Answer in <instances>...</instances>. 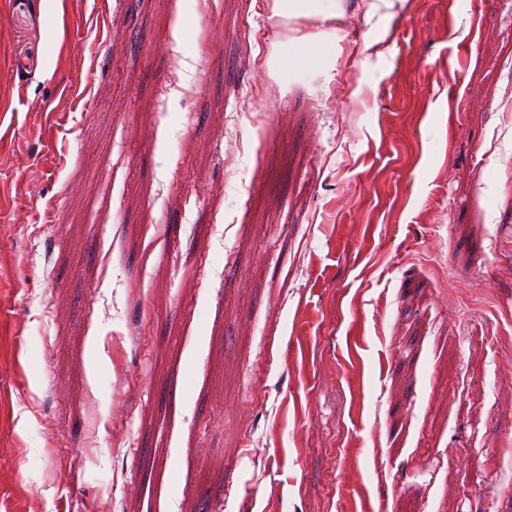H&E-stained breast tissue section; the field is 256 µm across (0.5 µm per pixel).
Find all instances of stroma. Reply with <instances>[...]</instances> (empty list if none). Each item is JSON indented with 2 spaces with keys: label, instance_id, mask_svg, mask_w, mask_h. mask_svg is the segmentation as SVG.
I'll use <instances>...</instances> for the list:
<instances>
[{
  "label": "stroma",
  "instance_id": "stroma-1",
  "mask_svg": "<svg viewBox=\"0 0 512 512\" xmlns=\"http://www.w3.org/2000/svg\"><path fill=\"white\" fill-rule=\"evenodd\" d=\"M273 2L0 0V512H512V0ZM274 13L284 18L314 15L319 10L318 0H274ZM301 50L286 54L278 62L279 68L287 72L298 66L318 65L331 56L336 55V41H331L317 34L305 35L301 38Z\"/></svg>",
  "mask_w": 512,
  "mask_h": 512
}]
</instances>
